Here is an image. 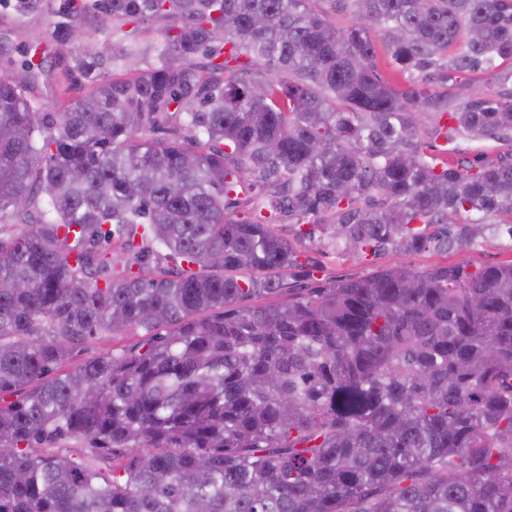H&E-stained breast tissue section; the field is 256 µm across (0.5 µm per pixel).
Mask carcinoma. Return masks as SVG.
Returning <instances> with one entry per match:
<instances>
[{"instance_id": "carcinoma-1", "label": "carcinoma", "mask_w": 512, "mask_h": 512, "mask_svg": "<svg viewBox=\"0 0 512 512\" xmlns=\"http://www.w3.org/2000/svg\"><path fill=\"white\" fill-rule=\"evenodd\" d=\"M311 2L59 0L65 43L92 9L169 25L72 56L90 91L57 122L28 96L42 63L0 75V215L21 226L0 239V394H20L0 405V512H512V262L243 304L298 263L285 214L338 255L512 220V157H428L419 133L512 143V0H333L346 28ZM476 71L496 88L451 103ZM172 117L178 136H151ZM127 327L131 349L58 372ZM65 438L89 448L44 450ZM370 38L374 49V69L387 82L397 89H403L409 84L407 74L399 72L392 63L390 53L377 28L370 30Z\"/></svg>"}]
</instances>
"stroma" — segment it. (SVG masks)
<instances>
[{
    "label": "stroma",
    "instance_id": "1",
    "mask_svg": "<svg viewBox=\"0 0 512 512\" xmlns=\"http://www.w3.org/2000/svg\"><path fill=\"white\" fill-rule=\"evenodd\" d=\"M57 0H38L28 13L13 10L9 0H0V63L19 58L21 53L35 54L43 61V73L31 87L29 96L45 112L62 111L68 102L85 95L87 84L73 81L67 72L69 45L60 43L53 35V11ZM422 147L426 155L460 158L480 157L496 160L512 154V146L494 140L475 141L464 137L446 143L431 134H423ZM302 253L301 264L286 271L284 280L291 288H314L339 280L365 278L381 269L402 264L416 271L438 265L467 262L471 268L512 262V238L508 235L486 234L473 243L449 252L428 249L420 252H399L392 249L367 252L360 256H339L323 248L319 241L297 242ZM138 328L116 334L102 333L79 346L68 359L75 366L106 352L130 348L142 337Z\"/></svg>",
    "mask_w": 512,
    "mask_h": 512
}]
</instances>
